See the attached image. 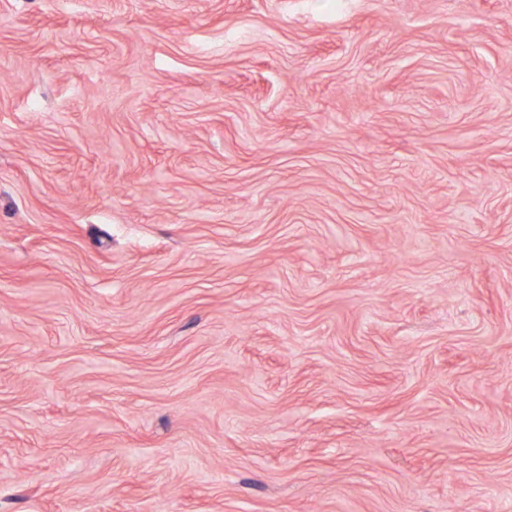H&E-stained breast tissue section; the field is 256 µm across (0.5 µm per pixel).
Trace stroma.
I'll return each mask as SVG.
<instances>
[{
    "label": "stroma",
    "instance_id": "obj_1",
    "mask_svg": "<svg viewBox=\"0 0 512 512\" xmlns=\"http://www.w3.org/2000/svg\"><path fill=\"white\" fill-rule=\"evenodd\" d=\"M0 512H512V0H0Z\"/></svg>",
    "mask_w": 512,
    "mask_h": 512
}]
</instances>
